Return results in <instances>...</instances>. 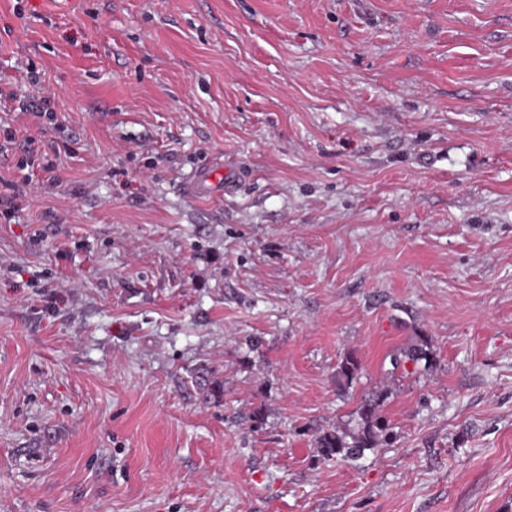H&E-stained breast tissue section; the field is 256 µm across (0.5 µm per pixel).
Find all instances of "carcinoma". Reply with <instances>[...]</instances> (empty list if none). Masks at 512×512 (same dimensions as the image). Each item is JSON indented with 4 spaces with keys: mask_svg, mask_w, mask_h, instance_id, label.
<instances>
[{
    "mask_svg": "<svg viewBox=\"0 0 512 512\" xmlns=\"http://www.w3.org/2000/svg\"><path fill=\"white\" fill-rule=\"evenodd\" d=\"M358 372V361L352 354L345 355L336 369V378L341 384L350 383ZM380 399L364 401L359 409L357 428L340 433L324 432L317 439L323 458L348 463L364 456L365 451L376 448L381 441L384 426L378 416Z\"/></svg>",
    "mask_w": 512,
    "mask_h": 512,
    "instance_id": "cac0c4a2",
    "label": "carcinoma"
}]
</instances>
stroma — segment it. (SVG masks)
Wrapping results in <instances>:
<instances>
[{
    "instance_id": "obj_1",
    "label": "stroma",
    "mask_w": 512,
    "mask_h": 512,
    "mask_svg": "<svg viewBox=\"0 0 512 512\" xmlns=\"http://www.w3.org/2000/svg\"><path fill=\"white\" fill-rule=\"evenodd\" d=\"M30 64L0 512H512V0H0ZM26 76L29 86L31 87L32 95L25 97L22 102L19 101V107H13V111L19 109L20 112H31L30 114L37 118L46 117L47 115L53 118L55 101L54 98L45 91L40 73L31 69L27 72ZM379 406L380 399L365 400L359 409L356 429L340 433L327 431L319 435L316 443L323 458L349 463L362 458L365 451L376 448L385 431L378 416Z\"/></svg>"
}]
</instances>
